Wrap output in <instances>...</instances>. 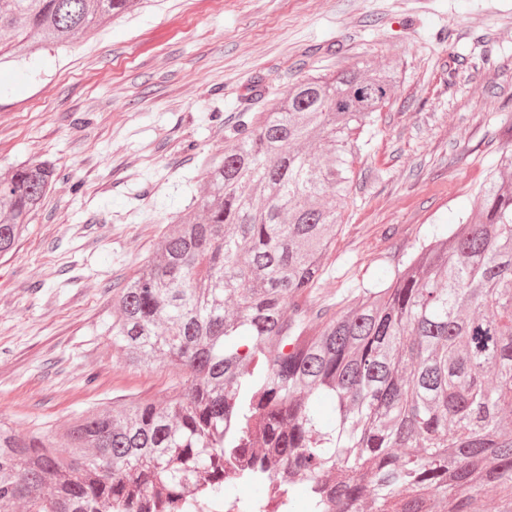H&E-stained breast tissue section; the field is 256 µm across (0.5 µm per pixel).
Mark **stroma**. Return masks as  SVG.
I'll return each mask as SVG.
<instances>
[{
	"label": "stroma",
	"mask_w": 512,
	"mask_h": 512,
	"mask_svg": "<svg viewBox=\"0 0 512 512\" xmlns=\"http://www.w3.org/2000/svg\"><path fill=\"white\" fill-rule=\"evenodd\" d=\"M491 56L493 66L473 69ZM396 61L400 80L356 161L323 298L392 268L469 214L512 146V0H151L91 39L0 66V172L61 168L0 258V418L64 430L76 415L166 397L168 366L128 367L113 298L201 191L198 166L239 113L302 76Z\"/></svg>",
	"instance_id": "obj_1"
}]
</instances>
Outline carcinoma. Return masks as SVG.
<instances>
[{
	"mask_svg": "<svg viewBox=\"0 0 512 512\" xmlns=\"http://www.w3.org/2000/svg\"><path fill=\"white\" fill-rule=\"evenodd\" d=\"M144 0H0V61ZM391 65L308 74L202 162L203 192L115 293L123 362L179 374L161 401L62 432L0 421V512H512V148L475 209L359 295L316 299ZM59 176L0 175V256Z\"/></svg>",
	"mask_w": 512,
	"mask_h": 512,
	"instance_id": "1",
	"label": "carcinoma"
}]
</instances>
